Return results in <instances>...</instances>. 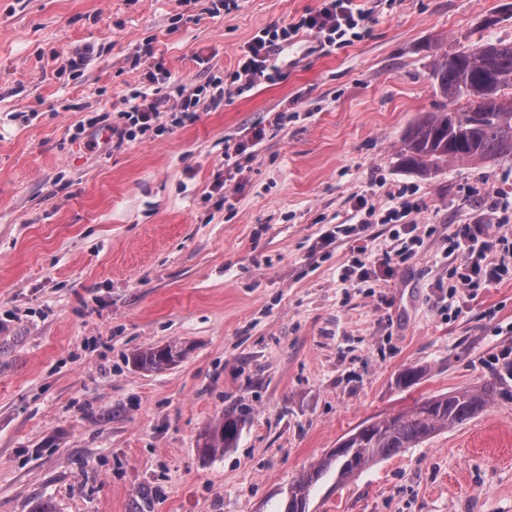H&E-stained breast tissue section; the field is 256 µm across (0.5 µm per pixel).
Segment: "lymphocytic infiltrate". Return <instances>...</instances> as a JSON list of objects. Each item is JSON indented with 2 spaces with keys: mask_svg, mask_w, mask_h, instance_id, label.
Wrapping results in <instances>:
<instances>
[{
  "mask_svg": "<svg viewBox=\"0 0 512 512\" xmlns=\"http://www.w3.org/2000/svg\"><path fill=\"white\" fill-rule=\"evenodd\" d=\"M370 20L369 11L358 0H321L317 8L287 24L259 30L240 48L237 68L229 80L213 76L208 84L197 85L161 81L156 75H149L147 84L133 89L127 97V108L113 120L111 132L118 141H133L150 131L161 130L165 117L175 127L195 121L202 96H210L216 103L223 100L226 86H235L237 92L243 93L259 82L274 80L280 68L272 52L282 44L305 33L330 52L360 40ZM474 196L492 215V222L475 220L459 224L448 235V251L458 261L453 270V289L470 295L500 283L512 273V236L506 231L512 223V196L493 189L475 191ZM353 200L349 232L360 237L374 224L398 225L400 246L396 254L404 260L413 255L418 204L410 191H399L384 205L362 194L354 195Z\"/></svg>",
  "mask_w": 512,
  "mask_h": 512,
  "instance_id": "lymphocytic-infiltrate-1",
  "label": "lymphocytic infiltrate"
}]
</instances>
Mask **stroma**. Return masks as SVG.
<instances>
[{"instance_id": "35a3bbf8", "label": "stroma", "mask_w": 512, "mask_h": 512, "mask_svg": "<svg viewBox=\"0 0 512 512\" xmlns=\"http://www.w3.org/2000/svg\"><path fill=\"white\" fill-rule=\"evenodd\" d=\"M318 4L0 0V512H281L366 420L488 382L474 417L326 477L309 512H512V276L442 294L451 226L481 216L473 189L512 191V158L424 174L397 156L442 107L434 60L512 41V0H366L369 33L348 47L161 135L118 144L107 129L156 60L186 83L229 77L256 32ZM148 42L155 58L134 61ZM257 130L225 171V138ZM403 186L415 256L387 287L342 282L354 241L324 236L353 195ZM171 342L176 365L132 366ZM408 368L420 376L400 386ZM232 409L236 445L201 456L200 431Z\"/></svg>"}]
</instances>
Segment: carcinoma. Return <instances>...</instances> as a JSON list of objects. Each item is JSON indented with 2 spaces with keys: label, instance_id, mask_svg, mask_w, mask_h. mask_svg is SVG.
<instances>
[{
  "label": "carcinoma",
  "instance_id": "cac0c4a2",
  "mask_svg": "<svg viewBox=\"0 0 512 512\" xmlns=\"http://www.w3.org/2000/svg\"><path fill=\"white\" fill-rule=\"evenodd\" d=\"M431 77L445 99L442 109L410 129L400 150L403 166L436 172L450 162L512 155V42L486 40L461 56H438ZM185 350L172 342L132 358L141 371H158L180 362ZM495 385L429 398L411 413L376 419L344 439L342 451H330L288 486L284 512H308L310 495L331 469L336 480L361 475L378 461L415 448L437 431L462 422L491 399ZM244 414L229 411L200 433L197 448L212 456L232 447Z\"/></svg>",
  "mask_w": 512,
  "mask_h": 512
}]
</instances>
